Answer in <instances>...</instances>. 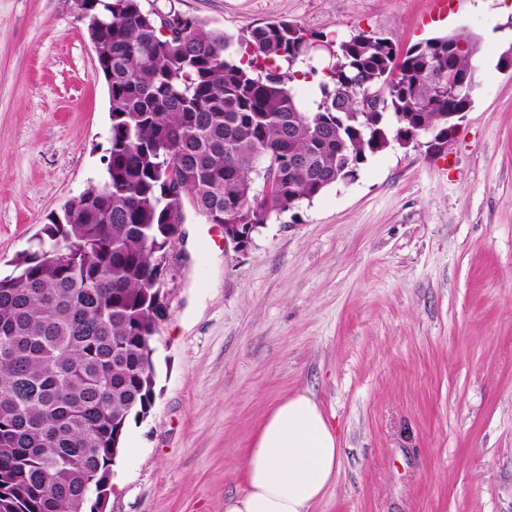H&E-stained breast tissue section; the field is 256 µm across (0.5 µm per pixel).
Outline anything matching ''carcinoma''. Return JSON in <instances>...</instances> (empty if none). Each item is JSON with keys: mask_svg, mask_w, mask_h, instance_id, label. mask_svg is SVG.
Instances as JSON below:
<instances>
[{"mask_svg": "<svg viewBox=\"0 0 512 512\" xmlns=\"http://www.w3.org/2000/svg\"><path fill=\"white\" fill-rule=\"evenodd\" d=\"M96 13L108 26L84 29L112 42V92L95 199L68 200L0 276V512H97L112 493L128 421L154 401L162 259L184 223L172 183L223 224H265L355 181L382 139L472 107L448 69L474 59L446 36L395 56L387 38L286 21L234 39L141 0ZM318 75L310 110L291 82Z\"/></svg>", "mask_w": 512, "mask_h": 512, "instance_id": "1", "label": "carcinoma"}]
</instances>
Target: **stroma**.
<instances>
[{
    "instance_id": "35a3bbf8",
    "label": "stroma",
    "mask_w": 512,
    "mask_h": 512,
    "mask_svg": "<svg viewBox=\"0 0 512 512\" xmlns=\"http://www.w3.org/2000/svg\"><path fill=\"white\" fill-rule=\"evenodd\" d=\"M174 2L237 36L278 21L399 49L481 44L474 104L445 153L409 145L271 216L247 253L185 208L109 512H224L267 413L298 392L339 439L313 512H512V14L499 0ZM105 80L74 0H0V272L104 168Z\"/></svg>"
}]
</instances>
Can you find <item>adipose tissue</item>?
Masks as SVG:
<instances>
[{
	"mask_svg": "<svg viewBox=\"0 0 512 512\" xmlns=\"http://www.w3.org/2000/svg\"><path fill=\"white\" fill-rule=\"evenodd\" d=\"M340 465L336 434L318 403L300 392L266 417L244 460L246 488L224 512H311Z\"/></svg>",
	"mask_w": 512,
	"mask_h": 512,
	"instance_id": "1",
	"label": "adipose tissue"
}]
</instances>
